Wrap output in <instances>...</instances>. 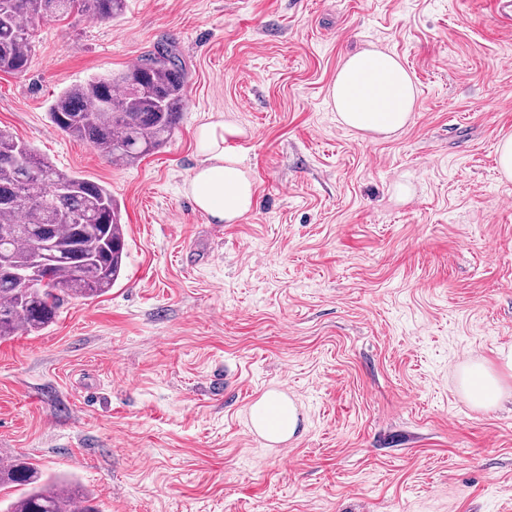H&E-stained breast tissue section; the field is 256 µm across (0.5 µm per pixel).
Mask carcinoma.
<instances>
[{
	"label": "carcinoma",
	"mask_w": 512,
	"mask_h": 512,
	"mask_svg": "<svg viewBox=\"0 0 512 512\" xmlns=\"http://www.w3.org/2000/svg\"><path fill=\"white\" fill-rule=\"evenodd\" d=\"M124 0H0V71L28 68L29 23L77 9L117 17ZM185 72L163 46L117 74L61 91L49 108L61 134L97 148L115 166L161 149L184 107ZM125 224L102 184L55 169L24 142L0 131V339L37 335L69 298L100 297L122 277ZM26 487L0 512H99L90 496L23 457L0 458V487Z\"/></svg>",
	"instance_id": "cac0c4a2"
}]
</instances>
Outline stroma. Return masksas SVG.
<instances>
[{"label":"stroma","mask_w":512,"mask_h":512,"mask_svg":"<svg viewBox=\"0 0 512 512\" xmlns=\"http://www.w3.org/2000/svg\"><path fill=\"white\" fill-rule=\"evenodd\" d=\"M0 72V130L111 190L123 278L0 341V457L71 477L100 512H512V377L473 407L465 367L512 351V25L491 0H126L32 24ZM186 70L169 143L126 167L48 118L63 89L158 45ZM398 57L417 98L392 135L342 124L345 59ZM245 132L252 210L184 191L195 131ZM286 391L280 451L252 406Z\"/></svg>","instance_id":"stroma-1"}]
</instances>
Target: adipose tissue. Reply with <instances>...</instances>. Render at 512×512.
I'll return each mask as SVG.
<instances>
[{
	"label": "adipose tissue",
	"instance_id": "adipose-tissue-1",
	"mask_svg": "<svg viewBox=\"0 0 512 512\" xmlns=\"http://www.w3.org/2000/svg\"><path fill=\"white\" fill-rule=\"evenodd\" d=\"M329 95L341 122L356 131L393 134L410 121L416 101L413 80L396 56L363 51L349 56L336 73ZM244 131L224 119L196 132L198 161L184 189L196 208L214 223L230 224L252 209L255 184L236 146ZM503 371L484 365L465 368L461 387L478 407H494L504 396ZM254 429L272 442L293 435L297 413L281 394L263 396L251 414Z\"/></svg>",
	"mask_w": 512,
	"mask_h": 512
}]
</instances>
